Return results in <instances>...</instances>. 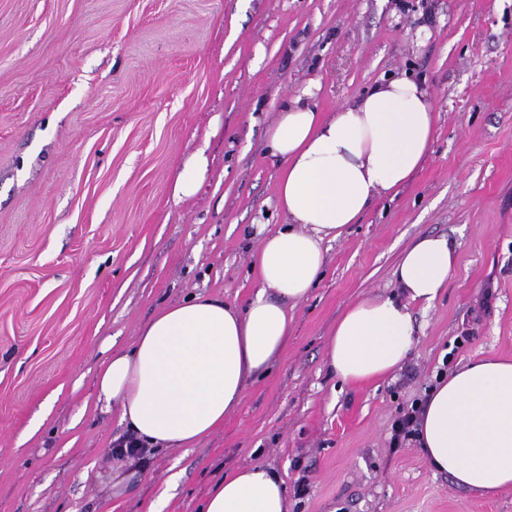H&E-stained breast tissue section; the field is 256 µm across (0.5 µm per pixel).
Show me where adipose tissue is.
<instances>
[{
    "label": "adipose tissue",
    "instance_id": "adipose-tissue-1",
    "mask_svg": "<svg viewBox=\"0 0 512 512\" xmlns=\"http://www.w3.org/2000/svg\"><path fill=\"white\" fill-rule=\"evenodd\" d=\"M311 82L283 98L267 137L283 169V227L252 256L257 290L245 308L195 294L164 307L134 344L105 358L98 399L145 448H185L222 428L248 386L288 344L289 307L305 300L326 265L325 243L396 194L429 156L435 109L424 83L401 74L322 111ZM457 248L424 235L402 253L395 295L351 303L328 348L330 370L363 384L400 368L417 345L410 303H432L448 286ZM418 442L432 468L461 488H512V359L487 356L441 378L421 405ZM200 512H289L283 479L249 466L226 475Z\"/></svg>",
    "mask_w": 512,
    "mask_h": 512
}]
</instances>
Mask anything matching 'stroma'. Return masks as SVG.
<instances>
[{
  "label": "stroma",
  "instance_id": "35a3bbf8",
  "mask_svg": "<svg viewBox=\"0 0 512 512\" xmlns=\"http://www.w3.org/2000/svg\"><path fill=\"white\" fill-rule=\"evenodd\" d=\"M403 72L436 109L422 169L327 243L285 355L222 429L118 464L106 350L190 295L240 308L255 293L252 256L284 222L279 101L315 80L329 112ZM199 153V191L176 196ZM423 235L458 256L412 307L416 348L386 378L342 382L337 320L392 293ZM488 354L512 358V0H0V512H198L259 464L291 512H512V489L457 487L416 441L390 444L444 361Z\"/></svg>",
  "mask_w": 512,
  "mask_h": 512
}]
</instances>
